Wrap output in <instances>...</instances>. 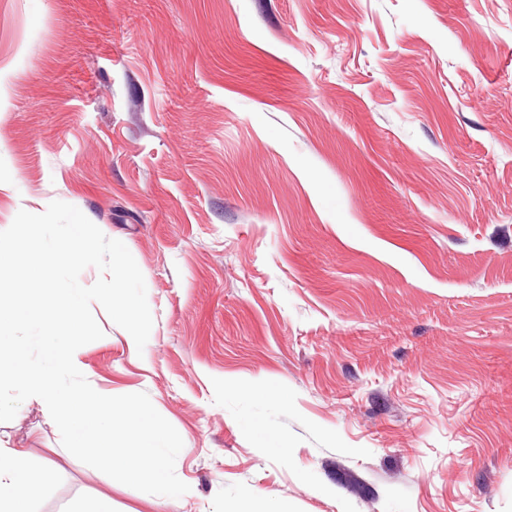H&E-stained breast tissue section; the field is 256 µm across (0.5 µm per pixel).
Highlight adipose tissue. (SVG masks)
Returning <instances> with one entry per match:
<instances>
[{
    "instance_id": "1",
    "label": "adipose tissue",
    "mask_w": 512,
    "mask_h": 512,
    "mask_svg": "<svg viewBox=\"0 0 512 512\" xmlns=\"http://www.w3.org/2000/svg\"><path fill=\"white\" fill-rule=\"evenodd\" d=\"M57 479L52 461L32 465L26 452L0 443V512H34V502Z\"/></svg>"
}]
</instances>
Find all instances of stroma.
Instances as JSON below:
<instances>
[{
    "label": "stroma",
    "mask_w": 512,
    "mask_h": 512,
    "mask_svg": "<svg viewBox=\"0 0 512 512\" xmlns=\"http://www.w3.org/2000/svg\"><path fill=\"white\" fill-rule=\"evenodd\" d=\"M0 228L59 200L146 283L82 373L183 440L170 505L53 458L37 512H512V0H0ZM286 441L262 453L240 427ZM242 425L263 453L280 454L285 451L284 441L260 421L247 418L243 420Z\"/></svg>",
    "instance_id": "stroma-1"
}]
</instances>
